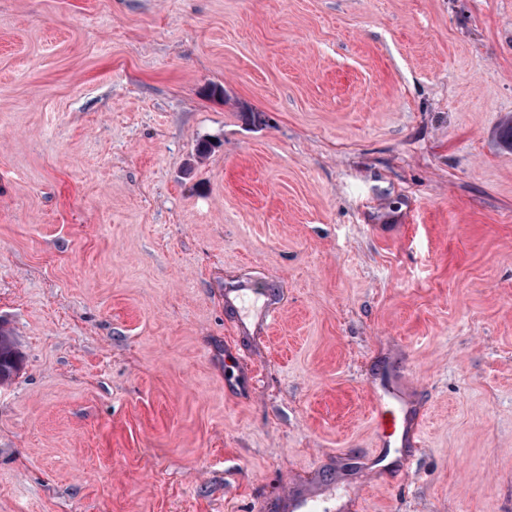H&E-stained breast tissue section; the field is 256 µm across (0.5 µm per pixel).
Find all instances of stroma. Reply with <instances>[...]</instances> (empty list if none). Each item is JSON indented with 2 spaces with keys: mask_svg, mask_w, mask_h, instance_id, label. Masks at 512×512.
I'll use <instances>...</instances> for the list:
<instances>
[{
  "mask_svg": "<svg viewBox=\"0 0 512 512\" xmlns=\"http://www.w3.org/2000/svg\"><path fill=\"white\" fill-rule=\"evenodd\" d=\"M509 120L512 0H0V512H512ZM19 364L20 356L10 336L0 329V382L9 380L18 370ZM371 395L376 429L385 439L381 447L386 446V442L392 437H401L402 440L410 436L419 438L417 409L400 402L393 404L386 392L372 390Z\"/></svg>",
  "mask_w": 512,
  "mask_h": 512,
  "instance_id": "stroma-1",
  "label": "stroma"
}]
</instances>
